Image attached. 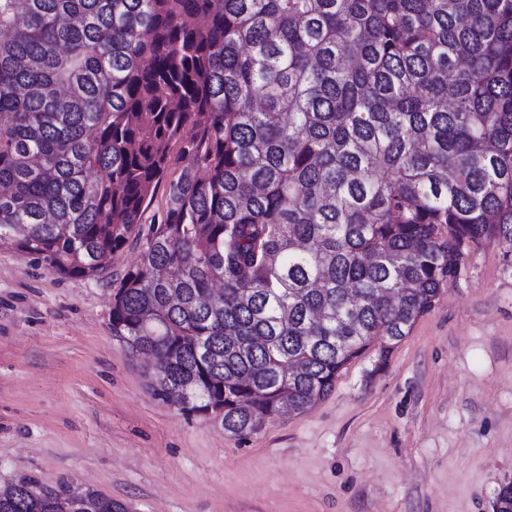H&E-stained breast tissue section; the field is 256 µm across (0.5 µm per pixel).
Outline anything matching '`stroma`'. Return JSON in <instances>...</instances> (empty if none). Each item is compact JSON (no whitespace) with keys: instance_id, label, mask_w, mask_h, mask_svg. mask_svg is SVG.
<instances>
[{"instance_id":"obj_1","label":"stroma","mask_w":512,"mask_h":512,"mask_svg":"<svg viewBox=\"0 0 512 512\" xmlns=\"http://www.w3.org/2000/svg\"><path fill=\"white\" fill-rule=\"evenodd\" d=\"M110 278L0 249V487L97 490L127 512H492L512 481V245L472 249L394 348L240 442L156 397L112 332Z\"/></svg>"}]
</instances>
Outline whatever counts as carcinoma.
Listing matches in <instances>:
<instances>
[{
  "instance_id": "carcinoma-1",
  "label": "carcinoma",
  "mask_w": 512,
  "mask_h": 512,
  "mask_svg": "<svg viewBox=\"0 0 512 512\" xmlns=\"http://www.w3.org/2000/svg\"><path fill=\"white\" fill-rule=\"evenodd\" d=\"M131 240L159 397L239 440L308 411L512 244V0H0V247L107 278ZM84 493L0 512H125Z\"/></svg>"
}]
</instances>
